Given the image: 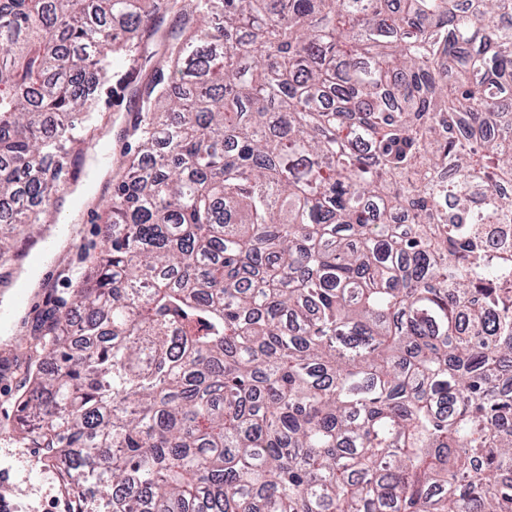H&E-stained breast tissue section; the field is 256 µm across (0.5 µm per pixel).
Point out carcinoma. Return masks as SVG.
<instances>
[{
    "mask_svg": "<svg viewBox=\"0 0 512 512\" xmlns=\"http://www.w3.org/2000/svg\"><path fill=\"white\" fill-rule=\"evenodd\" d=\"M17 425L77 512H512V0H165ZM157 0H0L35 224Z\"/></svg>",
    "mask_w": 512,
    "mask_h": 512,
    "instance_id": "cac0c4a2",
    "label": "carcinoma"
}]
</instances>
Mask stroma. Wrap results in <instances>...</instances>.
<instances>
[{
    "mask_svg": "<svg viewBox=\"0 0 512 512\" xmlns=\"http://www.w3.org/2000/svg\"><path fill=\"white\" fill-rule=\"evenodd\" d=\"M156 27L155 33L136 36L133 55L117 59L115 75L94 93L98 119L81 132L86 143L106 141L114 159L120 158L130 142L126 130L138 106L132 90L150 83L154 66L163 60L165 41L180 34L182 22L175 12L163 10L157 16ZM129 70L134 73V86L121 88L118 76ZM74 193V188L61 187L46 205L41 225L35 226L30 235L15 238L11 259L0 262V275L29 267L30 262L24 256L27 246L37 243L44 226L64 225V240L37 286L32 288L30 303L12 315L10 335H0V450L10 448L27 455L32 468L29 489L7 498L21 512H67L54 458L22 438L16 426V410L20 398L30 390L29 375L41 359L36 346L40 333L56 310L70 303L73 290L87 269L86 257L100 243L101 221L88 218L84 206L76 204Z\"/></svg>",
    "mask_w": 512,
    "mask_h": 512,
    "instance_id": "obj_1",
    "label": "stroma"
}]
</instances>
